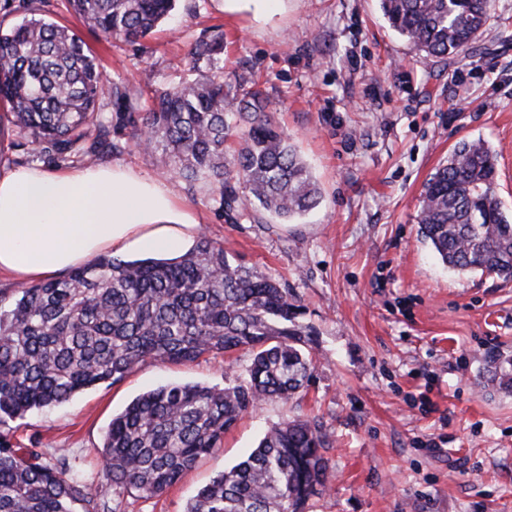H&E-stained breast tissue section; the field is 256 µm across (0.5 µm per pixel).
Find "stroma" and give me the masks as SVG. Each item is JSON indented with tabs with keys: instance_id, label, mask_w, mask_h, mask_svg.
<instances>
[{
	"instance_id": "35a3bbf8",
	"label": "stroma",
	"mask_w": 512,
	"mask_h": 512,
	"mask_svg": "<svg viewBox=\"0 0 512 512\" xmlns=\"http://www.w3.org/2000/svg\"><path fill=\"white\" fill-rule=\"evenodd\" d=\"M46 13L79 31L109 77L128 79L143 109L186 74L197 39L223 30L225 80L245 77L266 91L321 192L292 223L265 212L229 223L208 183L185 182L135 146L103 86L96 107L116 146L104 164L169 186L230 259L287 288L314 332L306 350L315 363L305 391L250 410L162 495L109 496L111 512H185L266 430L300 414L319 417L333 441L331 482L308 512H512V392L479 387L493 360L512 358V280L448 270L418 233L423 185L463 139L495 151L498 196L512 213V0H493L485 31L451 59L415 55L379 0H273L262 15L178 0L137 43L82 29L66 0H48ZM76 165L27 141L0 146V171ZM249 363L241 351L148 360L0 433L66 457L93 480L107 425L136 396L169 381L221 387L242 380Z\"/></svg>"
}]
</instances>
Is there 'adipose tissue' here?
I'll use <instances>...</instances> for the list:
<instances>
[{"label": "adipose tissue", "instance_id": "ef3b65f1", "mask_svg": "<svg viewBox=\"0 0 512 512\" xmlns=\"http://www.w3.org/2000/svg\"><path fill=\"white\" fill-rule=\"evenodd\" d=\"M199 234L169 187L120 166L0 174V273L21 282L105 253H175Z\"/></svg>", "mask_w": 512, "mask_h": 512}]
</instances>
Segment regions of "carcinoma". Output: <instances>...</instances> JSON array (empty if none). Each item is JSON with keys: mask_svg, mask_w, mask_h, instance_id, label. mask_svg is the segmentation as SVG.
<instances>
[{"mask_svg": "<svg viewBox=\"0 0 512 512\" xmlns=\"http://www.w3.org/2000/svg\"><path fill=\"white\" fill-rule=\"evenodd\" d=\"M42 0H3L0 10L30 17L0 34V106L5 130L53 158L95 160L110 148L96 111L108 79L79 34L39 14ZM176 0H67L81 25L105 39L151 35ZM392 31L416 54L466 53L483 32L491 0H379ZM189 75L158 91L138 114L125 80H112L116 111L145 150L188 182L204 181L231 221L265 211L289 220L313 208L320 191L292 143L266 111L261 90L224 81V34L193 44ZM97 136L88 139L90 128ZM240 147L227 155L233 128ZM497 155L482 139L459 142L421 194V237L457 273L512 278V217L496 191ZM0 306V425L75 394L121 381L139 363L192 362L245 350L246 378L222 388L167 384L134 399L108 424L100 482L70 472L34 448L0 434V512H108L106 491L145 498L172 487L245 412L289 399L313 376L305 344L311 327L288 289L228 258L199 237L175 258L125 260L101 255L67 275L13 290ZM487 382L512 386V360ZM331 442L316 417L273 426L248 457L217 474L185 512H306L332 478Z\"/></svg>", "mask_w": 512, "mask_h": 512, "instance_id": "cac0c4a2", "label": "carcinoma"}]
</instances>
